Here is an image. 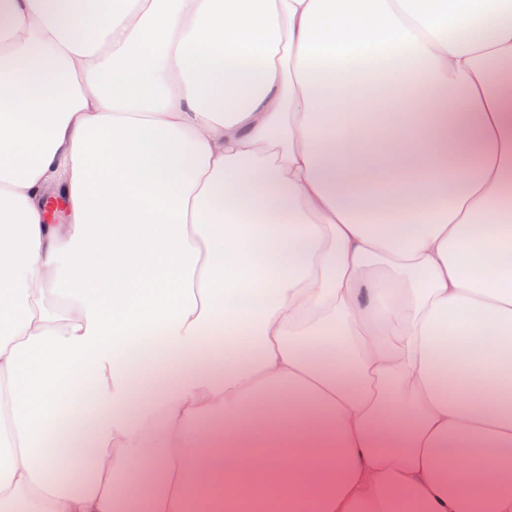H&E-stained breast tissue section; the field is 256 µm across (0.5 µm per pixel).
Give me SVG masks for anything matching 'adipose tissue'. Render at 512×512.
Here are the masks:
<instances>
[{"instance_id":"obj_1","label":"adipose tissue","mask_w":512,"mask_h":512,"mask_svg":"<svg viewBox=\"0 0 512 512\" xmlns=\"http://www.w3.org/2000/svg\"><path fill=\"white\" fill-rule=\"evenodd\" d=\"M512 512V0H0V512Z\"/></svg>"}]
</instances>
